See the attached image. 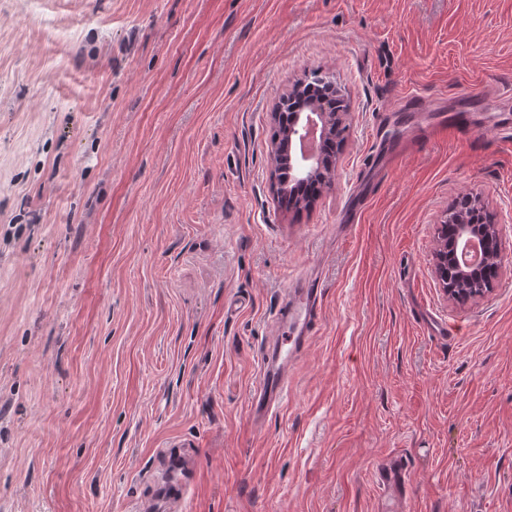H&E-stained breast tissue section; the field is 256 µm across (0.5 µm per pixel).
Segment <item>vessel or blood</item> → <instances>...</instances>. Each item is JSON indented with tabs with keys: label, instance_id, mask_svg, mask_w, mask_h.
Wrapping results in <instances>:
<instances>
[{
	"label": "vessel or blood",
	"instance_id": "vessel-or-blood-1",
	"mask_svg": "<svg viewBox=\"0 0 512 512\" xmlns=\"http://www.w3.org/2000/svg\"><path fill=\"white\" fill-rule=\"evenodd\" d=\"M322 305L323 290L319 282L303 280L287 287L277 327L261 356L257 385L249 400V412L253 417L278 411L284 405L288 398V372L307 348ZM156 457L161 462L156 482L162 497L157 500L147 496L136 500L133 512H158L162 506L168 512H180L196 483L194 463L173 443L158 449ZM373 478L384 496L385 512H391L395 504L405 500L411 473L400 455L387 456L374 470Z\"/></svg>",
	"mask_w": 512,
	"mask_h": 512
}]
</instances>
